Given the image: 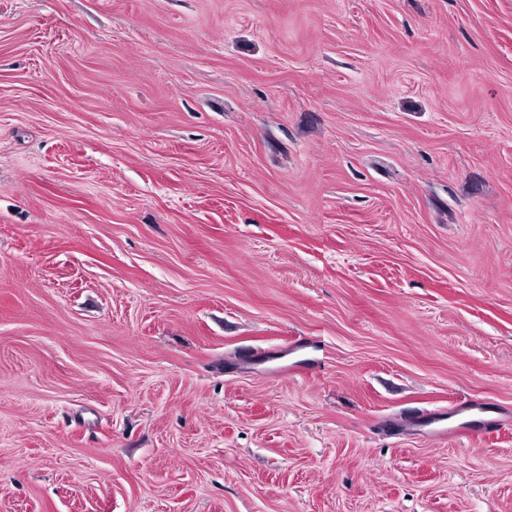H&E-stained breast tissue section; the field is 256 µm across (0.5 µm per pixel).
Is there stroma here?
I'll list each match as a JSON object with an SVG mask.
<instances>
[{
	"mask_svg": "<svg viewBox=\"0 0 512 512\" xmlns=\"http://www.w3.org/2000/svg\"><path fill=\"white\" fill-rule=\"evenodd\" d=\"M512 0H0V512H512ZM502 424V420L498 418L486 419L482 418L479 420H465L451 428H444L435 430V433L439 437L448 436V433H452L458 436L468 437L471 435L490 434L497 430L499 425Z\"/></svg>",
	"mask_w": 512,
	"mask_h": 512,
	"instance_id": "35a3bbf8",
	"label": "stroma"
}]
</instances>
